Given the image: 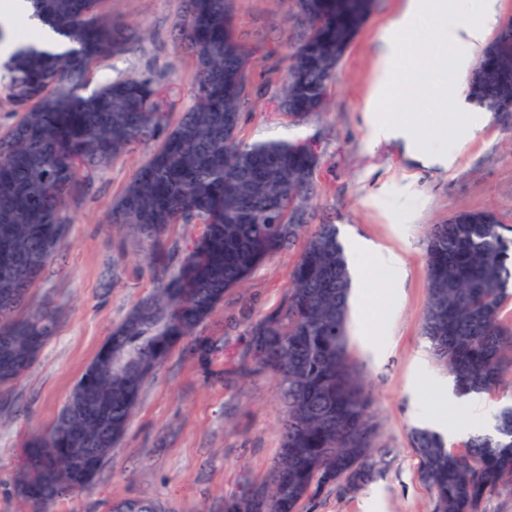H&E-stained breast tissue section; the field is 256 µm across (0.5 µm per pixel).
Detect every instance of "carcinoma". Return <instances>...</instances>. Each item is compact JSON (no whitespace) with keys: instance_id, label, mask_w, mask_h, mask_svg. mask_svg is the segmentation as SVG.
Instances as JSON below:
<instances>
[{"instance_id":"cac0c4a2","label":"carcinoma","mask_w":512,"mask_h":512,"mask_svg":"<svg viewBox=\"0 0 512 512\" xmlns=\"http://www.w3.org/2000/svg\"><path fill=\"white\" fill-rule=\"evenodd\" d=\"M32 17L66 49L34 47L12 59L8 96L18 120L0 135V384L31 367L55 323L53 310L25 316L29 289L62 247L63 202L131 146H156L112 208V223L142 237L155 286L141 298L72 390L48 432L28 443L16 492L31 512H50L123 438L143 386L172 348L193 335L254 269L304 236L279 307L251 323L249 352L277 379L287 406L269 485L228 501L226 512H298L335 490L346 497L374 482L388 453L363 378L348 354L349 262L334 224L311 225L319 158L301 140L246 141L240 120L250 52L234 37V0H184L177 50L196 65L194 103L176 123L162 89L130 72L83 94L97 64L138 38L117 31L103 0H29ZM374 0H295L308 31L291 51L280 106L296 124L321 111L336 65ZM469 99L490 112L512 108V36L487 44L468 82ZM202 235L177 269L156 261L179 225ZM512 228L490 210H463L432 226L426 247L423 334L453 374L458 393L487 392L512 358V328L500 312L512 296ZM83 466L69 469L71 449ZM411 448L435 512H482L512 482V404L494 433L454 450L428 429Z\"/></svg>"}]
</instances>
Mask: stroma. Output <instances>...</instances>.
Instances as JSON below:
<instances>
[{
  "label": "stroma",
  "mask_w": 512,
  "mask_h": 512,
  "mask_svg": "<svg viewBox=\"0 0 512 512\" xmlns=\"http://www.w3.org/2000/svg\"><path fill=\"white\" fill-rule=\"evenodd\" d=\"M402 6V0H376L336 66L324 110L293 126L279 95L288 56L304 33L297 11L286 0H235L233 32L251 53L242 138L310 139L320 157L310 201L314 223L337 225L348 253L364 244L405 260L398 285L368 284L388 296L384 311L351 317L348 327L349 351L379 423L377 442L391 451L389 465L356 494L323 496L304 503L302 512H434L409 444L411 430L440 413L464 429L493 421L501 406L512 403L508 363L501 385L478 394L479 409H442L437 384L450 374L422 333L430 226L462 210H490L512 227V112L484 113L482 134L465 143L457 128L468 115L449 108L447 128L428 141L431 153L454 156L449 168L420 164L399 142L373 140L365 106L377 49ZM103 12L116 27L140 28L143 38L128 53L103 59L94 80L152 74L167 93L171 119L179 120L192 103L194 84L192 62L176 51L183 0H105ZM414 65V58H406L376 112L379 119L406 107L419 111ZM152 149L149 142L135 146L99 170L89 190L66 201L64 245L28 300L29 306L55 310V330L24 377L0 386V512H29L15 491L27 441L54 423L113 327L152 287L131 230L112 221L114 200ZM298 253L287 248L268 259L196 328V336L215 348L210 359L194 356L183 342L173 348L143 387L132 421L92 489L73 491L56 512H112L123 500L158 503L165 512H224L230 497L267 478L286 408L272 375L248 361L247 329L280 305Z\"/></svg>",
  "instance_id": "stroma-1"
}]
</instances>
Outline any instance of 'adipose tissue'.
I'll list each match as a JSON object with an SVG mask.
<instances>
[{"label":"adipose tissue","instance_id":"adipose-tissue-1","mask_svg":"<svg viewBox=\"0 0 512 512\" xmlns=\"http://www.w3.org/2000/svg\"><path fill=\"white\" fill-rule=\"evenodd\" d=\"M480 10L472 16H460L449 0H405L399 16L384 31L377 57L370 99L379 101L390 93L392 76L409 50V38L418 20H427L432 29L431 41L420 46V62L415 69L417 90L430 86L431 69L451 71L452 76L438 90L440 102L460 94L459 79L471 67L474 55L487 41L499 23L498 0H481ZM376 138L401 141L407 153L422 164L433 163L427 139L436 126L418 112H399L386 121L372 120ZM368 261L356 275L357 306L372 311L381 310L386 299L368 294L365 285L373 279H383L403 270L405 261L395 252L371 249Z\"/></svg>","mask_w":512,"mask_h":512}]
</instances>
